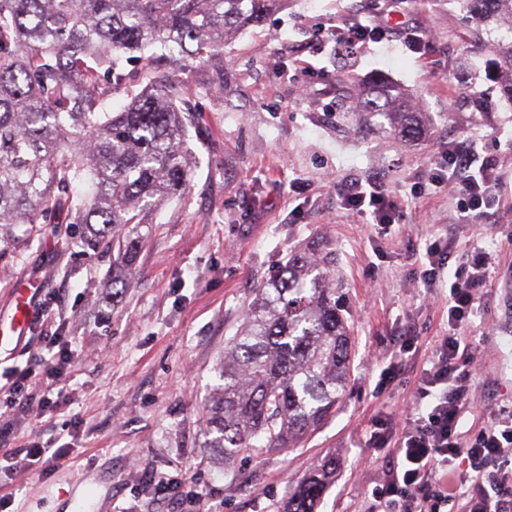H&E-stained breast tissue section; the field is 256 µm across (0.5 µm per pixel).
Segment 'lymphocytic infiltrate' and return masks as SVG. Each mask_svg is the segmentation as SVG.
Masks as SVG:
<instances>
[{
	"mask_svg": "<svg viewBox=\"0 0 512 512\" xmlns=\"http://www.w3.org/2000/svg\"><path fill=\"white\" fill-rule=\"evenodd\" d=\"M447 163L449 190L467 201L456 221L474 224L487 206L485 183L495 167L473 171L471 152L460 147L449 150ZM343 200L348 209L371 215L382 230L399 215L393 198L360 183ZM497 265V254L487 250L459 262L448 288V334L421 376L417 402L403 421L380 420L370 432V447L394 454L372 492L390 512H441L449 502L457 503L458 512H512V411L490 413L472 435L459 430L478 366L464 329Z\"/></svg>",
	"mask_w": 512,
	"mask_h": 512,
	"instance_id": "1",
	"label": "lymphocytic infiltrate"
}]
</instances>
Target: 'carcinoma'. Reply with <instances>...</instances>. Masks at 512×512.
<instances>
[{"label": "carcinoma", "mask_w": 512, "mask_h": 512, "mask_svg": "<svg viewBox=\"0 0 512 512\" xmlns=\"http://www.w3.org/2000/svg\"><path fill=\"white\" fill-rule=\"evenodd\" d=\"M288 0H0V230L66 225L91 250L124 242L132 224L181 195L191 99L166 81L143 82L135 61L161 58L221 77L224 41ZM485 32L512 100V0H460ZM126 96L101 111L99 90ZM342 101L360 120L381 116L406 141L424 131L410 97L351 85ZM336 285V252H291L256 289L224 346V385L206 405L210 447L228 463L253 448H298L336 414L350 378L352 327ZM336 479L328 457L294 486L284 512H318Z\"/></svg>", "instance_id": "obj_1"}]
</instances>
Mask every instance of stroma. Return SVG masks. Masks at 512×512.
<instances>
[{
  "mask_svg": "<svg viewBox=\"0 0 512 512\" xmlns=\"http://www.w3.org/2000/svg\"><path fill=\"white\" fill-rule=\"evenodd\" d=\"M357 0H292L264 25L224 46V82L192 66L182 80L191 113L184 193L137 227L132 254L83 252L65 230L0 238V324L15 292L30 289L29 319L0 340V496L7 512H169L151 476L181 481V512H282L292 485L328 456L336 480L318 512H378L371 496L391 450L367 447L372 422L400 412L448 333V284L423 288L426 240H447L449 268L474 249L496 251L491 286L467 334L483 370L472 382L460 430L512 408V101L481 61L480 20L458 0H408L428 44L398 41L338 54L334 33ZM404 89L426 130L413 144L370 130L340 111L342 80ZM463 141L493 163V204L478 227L455 223L459 197L433 185L449 144ZM372 181L401 206L386 232L340 196ZM325 237L353 315L347 395L302 447L255 448L234 463L207 446L205 405L220 383L225 343L254 292L290 250ZM127 270L113 287L112 269ZM418 338L405 372L384 375L404 330ZM68 337L73 362L56 403L11 410L3 386L37 367L49 333ZM52 442L65 458L12 470L10 453Z\"/></svg>",
  "mask_w": 512,
  "mask_h": 512,
  "instance_id": "obj_1",
  "label": "stroma"
}]
</instances>
